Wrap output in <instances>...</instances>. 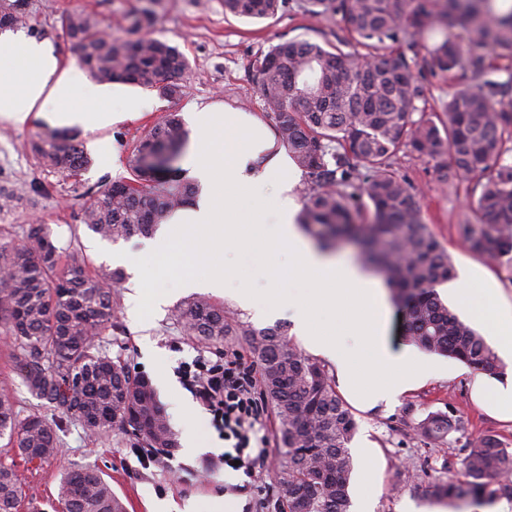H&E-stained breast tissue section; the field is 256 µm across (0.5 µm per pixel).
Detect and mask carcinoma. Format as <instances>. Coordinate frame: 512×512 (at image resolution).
Returning <instances> with one entry per match:
<instances>
[{
  "label": "carcinoma",
  "instance_id": "carcinoma-1",
  "mask_svg": "<svg viewBox=\"0 0 512 512\" xmlns=\"http://www.w3.org/2000/svg\"><path fill=\"white\" fill-rule=\"evenodd\" d=\"M27 0H0V33L35 31ZM488 0H446L436 12L431 0H299L301 11L340 18L366 53L291 39L256 57L251 71L277 145L291 153L308 176L301 227L322 249L340 240L357 244L367 265L381 271L392 291L403 332L417 347L448 354L496 373L491 346L441 299L436 286L453 276V265L424 224L419 194L395 167L401 153H416L435 165L444 184L474 179L481 191L472 203L475 222L461 225L473 253L512 260V67H496L475 50L448 37L468 26L474 46L490 41L512 59V11L500 14ZM127 13L132 33L157 22L154 5ZM286 0H222L224 14L268 19ZM62 36L98 80L122 81L171 99L184 95L189 62L178 47L158 38L105 37L98 15L74 8L59 18ZM393 45L425 50L430 72L460 71L466 86L440 110L418 105L423 87L412 60ZM188 140L181 115L168 112L139 139L127 157L130 177L83 192L81 222L104 239L149 237L176 210L193 201L196 186L167 176ZM29 149L52 172L77 174L90 157L73 140L40 131ZM125 281L120 268L94 273L77 253L63 258L46 224H30L24 243L0 229V335L13 342L12 359L35 396L84 428L128 432L141 448H175L177 440L157 406L151 384L119 358L95 348L112 327V288ZM173 320L208 345L241 337L253 358L262 396L278 422L282 461L275 483L282 512H350L348 450L357 422L335 389L326 365L305 356L281 325L256 329L232 321L224 305L189 299ZM445 414L429 415L425 433L448 432ZM33 466L57 453V423L37 415L20 417L0 392V438ZM456 478L431 485V495L454 505H488L512 497V453L485 435L464 448ZM22 480L0 464V512L26 507ZM62 512H126L101 473L70 470L60 483Z\"/></svg>",
  "mask_w": 512,
  "mask_h": 512
}]
</instances>
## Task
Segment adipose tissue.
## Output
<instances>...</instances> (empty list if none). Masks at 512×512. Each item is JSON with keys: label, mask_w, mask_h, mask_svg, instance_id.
<instances>
[{"label": "adipose tissue", "mask_w": 512, "mask_h": 512, "mask_svg": "<svg viewBox=\"0 0 512 512\" xmlns=\"http://www.w3.org/2000/svg\"><path fill=\"white\" fill-rule=\"evenodd\" d=\"M103 94L79 67H61L45 44L0 40V115L15 124L46 110L61 126L104 128L142 109L141 100L129 95L121 109H112ZM190 126L184 169L200 187L195 203L173 213L163 232L139 252L118 254V261L139 272L143 259L153 256L160 270L180 272L183 287L217 291L224 286L223 273L198 274L197 262L213 248L261 247L270 282L294 275L312 282L304 301L288 304L296 332L309 352L335 363L338 383L362 408L394 404L435 377V362L409 347L390 345L389 304L380 281L360 264L322 252L303 237L294 193L302 172L262 119L226 103L195 109ZM268 222L275 225L269 234L263 230ZM285 251L294 258L286 268L277 262ZM454 295L489 327L499 354L512 359V302L497 300L489 280L471 276L457 282ZM325 311L336 314L327 327L319 321ZM472 396L491 416L512 422V370L475 374Z\"/></svg>", "instance_id": "ef3b65f1"}]
</instances>
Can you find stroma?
<instances>
[{
  "instance_id": "obj_1",
  "label": "stroma",
  "mask_w": 512,
  "mask_h": 512,
  "mask_svg": "<svg viewBox=\"0 0 512 512\" xmlns=\"http://www.w3.org/2000/svg\"><path fill=\"white\" fill-rule=\"evenodd\" d=\"M32 3L38 26L31 35L52 47L60 63L67 66L76 62L77 54L59 30L63 12L78 6L93 11L113 36L123 38L127 35L124 15L140 7L143 0H32ZM157 13L158 22L151 35L178 46L186 55L190 64L187 90L181 98L168 99L155 91L127 85V92L142 101V110L105 128H76L77 140L91 159L78 176L44 170L32 156L28 142L40 126L46 125V118L33 117L23 127L0 118V186L18 196L14 208L0 213V225L13 226L18 234L35 221L50 225L57 246L67 253H82L96 271L116 268L113 253L139 248L141 242L136 237L105 240L91 232L80 221L81 195L102 181L126 177L129 146L161 115L177 112L186 118L194 108L219 102L264 114L250 69L257 55L272 45L295 38L337 43L347 52L355 49L344 24L336 18L311 17L290 7L275 17L252 21L225 14L221 0H159ZM398 168L417 188L422 217L447 250L455 275L489 273L498 299L511 302L512 265L471 253L459 232L460 225L474 218L471 204L479 194L475 181L442 184L433 163L414 155L399 157ZM222 267L228 271L224 289L211 293V300L223 303L233 320L256 328L262 327L263 322L237 301L240 285H248L261 305L287 304L289 298L303 296L311 288L310 281L301 276L270 285L257 254L219 250L201 264L200 270L209 273ZM147 284L167 293V305L148 313L144 321H135L128 314L129 288L121 286L115 294L112 328L97 343L100 350L128 361L134 371L144 376L152 373V356H159L163 373L172 386V399L164 404L170 410L177 401L193 400L176 373L180 362L191 360L199 352L212 360L221 352L243 358L248 352L237 338L225 341L218 351L186 336L183 328L174 323L172 312L182 301L192 298L193 293L181 288L178 277H151ZM11 353V345L0 340V389H7L11 394L20 416L36 413L58 423V453L39 467L16 461L13 450L0 447V462L15 463L28 498L38 505L40 512H55L63 472L86 468L103 474L113 492L125 503L127 512H152L153 504L159 500H170L180 506L192 501L200 512H208L217 500L223 502L224 512H281L275 498L267 493L281 462L277 422L270 408H263L261 414L268 455L259 472L250 474L222 467L200 477L196 474L199 458H186L178 447L170 450L168 467H146L140 461L142 449L134 447L131 438L121 431L114 429L105 435L89 433L79 421L32 395L17 374ZM439 362L440 374L404 394L398 404L354 413L357 421L354 438L371 442L378 465L380 492L374 512H399L405 504L412 505L415 512H426L436 503L429 493L430 485L456 476L461 468L460 450L473 437H494L512 451V423L490 418L472 402L471 372L451 357H440ZM436 412L452 415L456 420L441 439L425 436L419 430L420 423Z\"/></svg>"
}]
</instances>
